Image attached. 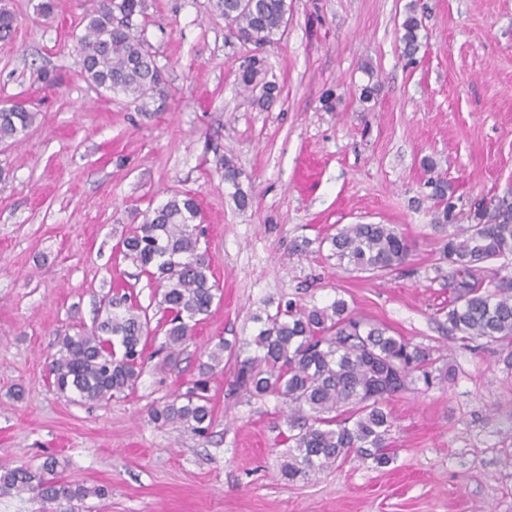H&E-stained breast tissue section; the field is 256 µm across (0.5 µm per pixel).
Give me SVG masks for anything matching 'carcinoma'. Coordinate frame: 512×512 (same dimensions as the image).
I'll return each instance as SVG.
<instances>
[{
	"mask_svg": "<svg viewBox=\"0 0 512 512\" xmlns=\"http://www.w3.org/2000/svg\"><path fill=\"white\" fill-rule=\"evenodd\" d=\"M232 35L255 48L238 67L237 80L246 90L260 89L257 104H269L275 84L261 78L264 60L258 51L283 36L288 24L287 0H213ZM146 0H101L81 20V75L98 88L121 93L138 111L166 97V80L141 33ZM418 5L407 6L401 23L404 57L416 62L419 50ZM30 109L0 111V141H18L35 121ZM224 183L240 208L251 202L232 162L221 160ZM434 201V227L445 231L454 223L452 188L441 178L425 182ZM199 209L191 196H174L147 212L144 220L121 242L118 252L154 280L159 330L164 341L157 353L175 365L201 316L210 313L219 288L200 243ZM337 265L361 273H389L403 266L412 246L392 224H349L329 239ZM512 256V191L474 205L471 223L446 235L440 259L448 263V330L468 341L484 339L512 351V275L489 266ZM104 317L90 331L59 337L49 375L60 393L72 392L84 401L100 402L133 390L144 365V348L151 318L125 294L104 300ZM257 334L234 346L219 340L186 391L151 410L156 424H178L204 434L213 419L209 396L211 378L234 362L237 389L257 398L273 397L288 411L275 425L288 445L280 466L287 480L319 474L357 457L378 467L393 461L388 435L393 425L391 398L418 379L426 386L448 375L436 374L425 348L349 310L343 299L331 305L301 307L293 303L258 315ZM229 356H224V352ZM59 461L40 466H0V494L34 493L44 502L61 499H104L109 487H87L61 479Z\"/></svg>",
	"mask_w": 512,
	"mask_h": 512,
	"instance_id": "obj_1",
	"label": "carcinoma"
}]
</instances>
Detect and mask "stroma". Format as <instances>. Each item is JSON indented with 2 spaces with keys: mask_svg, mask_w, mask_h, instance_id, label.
Returning a JSON list of instances; mask_svg holds the SVG:
<instances>
[{
  "mask_svg": "<svg viewBox=\"0 0 512 512\" xmlns=\"http://www.w3.org/2000/svg\"><path fill=\"white\" fill-rule=\"evenodd\" d=\"M40 2L5 0L16 23L0 40V103L24 99L37 114L21 143L0 142V464L52 456L65 481L112 493L70 504L2 495L0 512H512V367L501 346L448 334V266L422 166L436 162L462 216L512 187V0H421L413 65L400 41L409 0H287V29L262 51L279 88L265 108L235 77L251 46L210 0H146L144 35L167 80L154 112L81 76L80 21L97 0H55L48 19ZM40 67L57 84L38 82ZM372 73L381 87L365 101ZM222 157L248 208L234 203ZM185 193L221 299L178 365L163 366L148 341L134 391L101 402L58 393L48 367L60 335L92 329L114 284L152 303L116 245ZM360 223L396 225L407 264L382 276L338 268L328 239ZM339 298L452 372L392 398L388 466L356 459L282 479V404L237 390L229 361L211 381L206 434L151 421L219 340L252 338L261 309ZM220 165L224 168V182L234 188L232 197L240 208H246L251 202V197L245 192L239 182L240 172L227 158H222Z\"/></svg>",
  "mask_w": 512,
  "mask_h": 512,
  "instance_id": "1",
  "label": "stroma"
}]
</instances>
